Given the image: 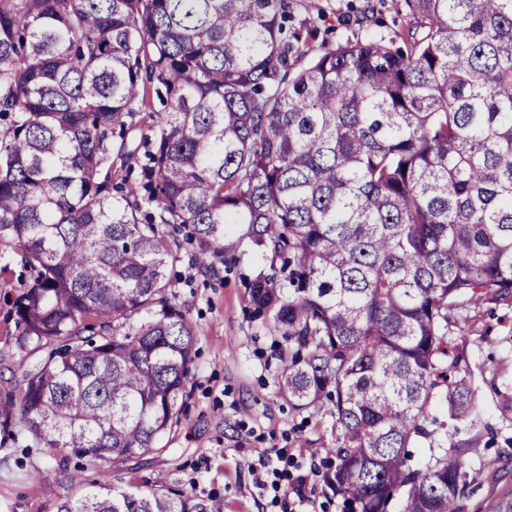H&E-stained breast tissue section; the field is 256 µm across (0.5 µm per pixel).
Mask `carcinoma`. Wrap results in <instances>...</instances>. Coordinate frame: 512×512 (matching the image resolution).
Masks as SVG:
<instances>
[{
	"label": "carcinoma",
	"instance_id": "obj_1",
	"mask_svg": "<svg viewBox=\"0 0 512 512\" xmlns=\"http://www.w3.org/2000/svg\"><path fill=\"white\" fill-rule=\"evenodd\" d=\"M424 29L299 65L288 0H0V242L30 273L0 389V445L112 468L180 423L195 327L164 227L202 266L224 225L281 260L249 283L282 336L288 405L326 402L322 481L349 512H464L478 388L451 336L512 297V0H405ZM155 93L146 194L112 155ZM410 448H422L417 460ZM51 512H223L191 492L112 487Z\"/></svg>",
	"mask_w": 512,
	"mask_h": 512
}]
</instances>
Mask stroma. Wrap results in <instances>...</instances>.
<instances>
[{"instance_id":"obj_1","label":"stroma","mask_w":512,"mask_h":512,"mask_svg":"<svg viewBox=\"0 0 512 512\" xmlns=\"http://www.w3.org/2000/svg\"><path fill=\"white\" fill-rule=\"evenodd\" d=\"M290 24L306 56L353 38L390 39L416 33L404 0H291ZM151 111L126 135L134 152L127 164H114V181L143 187L148 160L140 143L152 134ZM245 227L231 225L239 260L199 265L196 248L180 241L170 270L176 302L197 331L196 357L190 367L188 396L179 426L144 460L111 471L113 485L162 491H190L223 501L224 512H347L341 498L314 477L302 493L275 497L257 489L255 465L282 452L283 480L325 467V445L332 420L326 409L294 412L278 391L286 361L283 340L269 320L254 317L249 283L267 271L271 252L252 245ZM20 266L0 273V382L31 364L34 354L18 350L13 316L23 292ZM468 331L453 337L464 352L479 386L483 423L495 432L480 440L468 466L465 512H491L497 499L512 494V418L500 408L512 401V300L479 303L465 312ZM99 464L73 458L60 462L39 448H0V512H48V495L67 498L97 479Z\"/></svg>"}]
</instances>
